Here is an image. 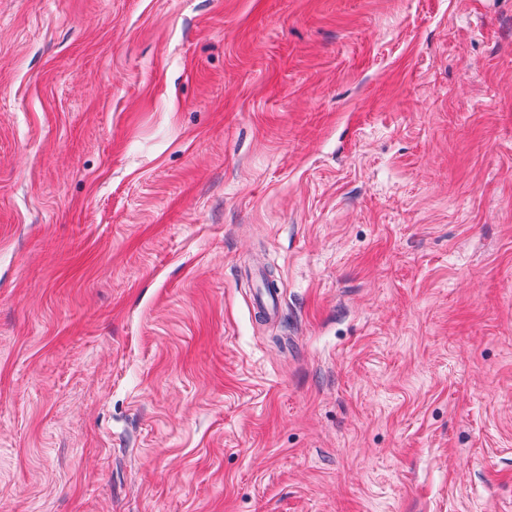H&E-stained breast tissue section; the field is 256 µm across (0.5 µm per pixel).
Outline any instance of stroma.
<instances>
[{
    "label": "stroma",
    "instance_id": "obj_1",
    "mask_svg": "<svg viewBox=\"0 0 512 512\" xmlns=\"http://www.w3.org/2000/svg\"><path fill=\"white\" fill-rule=\"evenodd\" d=\"M0 512H512V0H0Z\"/></svg>",
    "mask_w": 512,
    "mask_h": 512
}]
</instances>
